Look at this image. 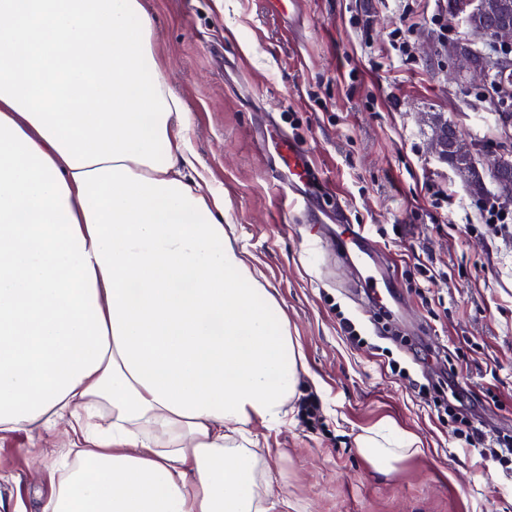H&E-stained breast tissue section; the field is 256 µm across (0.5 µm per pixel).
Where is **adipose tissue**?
Returning a JSON list of instances; mask_svg holds the SVG:
<instances>
[{"mask_svg": "<svg viewBox=\"0 0 512 512\" xmlns=\"http://www.w3.org/2000/svg\"><path fill=\"white\" fill-rule=\"evenodd\" d=\"M192 128L142 0H0V433L83 444L42 512H270L247 428L287 425L303 354Z\"/></svg>", "mask_w": 512, "mask_h": 512, "instance_id": "obj_1", "label": "adipose tissue"}]
</instances>
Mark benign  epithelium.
I'll return each instance as SVG.
<instances>
[{
	"label": "benign epithelium",
	"instance_id": "obj_1",
	"mask_svg": "<svg viewBox=\"0 0 512 512\" xmlns=\"http://www.w3.org/2000/svg\"><path fill=\"white\" fill-rule=\"evenodd\" d=\"M451 13L463 18L473 33L491 41L496 47L512 49V0H453ZM454 62L453 78L480 86L494 71H512V56L497 54L493 61L481 62L466 40L444 45ZM433 149L458 163L457 172L473 186H484V174H497L512 168V154L483 149L480 144L463 138L444 122L437 130Z\"/></svg>",
	"mask_w": 512,
	"mask_h": 512
}]
</instances>
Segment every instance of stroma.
I'll return each instance as SVG.
<instances>
[{"label": "stroma", "instance_id": "35a3bbf8", "mask_svg": "<svg viewBox=\"0 0 512 512\" xmlns=\"http://www.w3.org/2000/svg\"><path fill=\"white\" fill-rule=\"evenodd\" d=\"M171 90L192 115V147L224 191V221L285 310L305 370L288 424L258 429L288 512H512V480L465 452L448 417L393 370L466 380L462 403L488 435H512V224H490L448 159L440 123L496 146L487 92L451 79L440 44L493 45L451 18L448 0H143ZM407 30L408 53L392 45ZM303 144L321 179L285 207L263 135ZM366 225L374 258L397 257L389 318L368 303L353 254L332 233ZM438 274L429 293L415 284ZM352 319L363 343L340 331ZM322 401L309 426L301 403ZM389 420L420 454L379 472L355 439ZM76 450L38 428L0 435V512H41Z\"/></svg>", "mask_w": 512, "mask_h": 512}]
</instances>
